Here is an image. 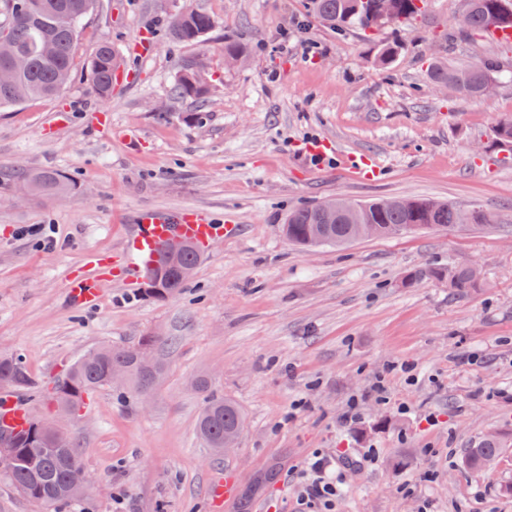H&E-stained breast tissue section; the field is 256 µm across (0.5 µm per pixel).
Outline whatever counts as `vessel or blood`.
I'll list each match as a JSON object with an SVG mask.
<instances>
[{
	"label": "vessel or blood",
	"mask_w": 512,
	"mask_h": 512,
	"mask_svg": "<svg viewBox=\"0 0 512 512\" xmlns=\"http://www.w3.org/2000/svg\"><path fill=\"white\" fill-rule=\"evenodd\" d=\"M138 231L129 238L120 254L125 271V283L136 281L154 262L160 241L179 236L189 241L206 244L224 237L227 225L214 214L195 208L179 209L167 214L153 211L139 213ZM70 303L78 309L95 306L103 288L98 274H70L66 283ZM29 419L28 412L11 397L0 398V421L15 428H22Z\"/></svg>",
	"instance_id": "1"
}]
</instances>
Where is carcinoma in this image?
I'll use <instances>...</instances> for the list:
<instances>
[{
    "label": "carcinoma",
    "mask_w": 512,
    "mask_h": 512,
    "mask_svg": "<svg viewBox=\"0 0 512 512\" xmlns=\"http://www.w3.org/2000/svg\"><path fill=\"white\" fill-rule=\"evenodd\" d=\"M395 14L385 22L380 19V0H304V9L330 30L338 34L353 31H371L381 25L404 24L422 13L426 0H394ZM93 7V0H0V39H8L15 50L27 57L26 69L11 83H0V108L19 105L32 99H50L72 79L74 51L78 38L77 25ZM214 21L203 12L188 17L179 14L168 16L165 25L167 37L176 43L193 44L202 40L213 28ZM512 28V0H464V10L459 19L460 31L467 35L483 34L492 28ZM52 46L46 53L45 44ZM401 49L400 43L390 42L379 49L376 62L388 67L393 64ZM118 59L108 43L98 45L89 60L90 76L100 98L112 96V71ZM499 66L486 62L467 65H450L436 61L429 71L435 82L463 81L460 93L465 97H483L484 83L498 73ZM174 94L182 100H200L205 87L195 75L185 71L174 83ZM492 146L512 149V120L496 125ZM24 185L32 196H55L71 190V181L56 170L34 169L24 175ZM356 219L362 224H377L382 236L390 237L423 227L437 226L453 230L460 227L458 206L449 202L430 199H409L406 208L383 207L379 201L353 203ZM322 204L304 207L288 214L283 234L288 242L310 247L308 228L311 224L325 225L324 243H345L353 240L352 225L343 217L332 222L325 220ZM425 278L448 283L455 292L467 293L485 287L481 273L473 266H448L416 269L404 278V286L412 288ZM176 270L156 266L148 277L143 295L155 301H164L185 288ZM123 367L130 373V387L135 392L153 388L166 366L157 360L151 365L141 364L135 351L100 346L78 359L64 379L53 391L58 410L72 412L83 397L106 387L108 374ZM0 386L29 389L33 381L24 362L17 356L0 355ZM34 421L16 431L9 427L0 429L14 438L19 462L8 478L42 512H83L82 496L70 490L69 472L82 465L79 450L71 440L54 442L31 438ZM244 424L239 406L229 399L211 397L204 405L197 424V432L204 445L214 454L223 447L224 436L238 432ZM503 448L499 439L489 437L476 448L468 451L466 463L475 469H490L499 461Z\"/></svg>",
    "instance_id": "cac0c4a2"
}]
</instances>
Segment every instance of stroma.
<instances>
[{
  "label": "stroma",
  "mask_w": 512,
  "mask_h": 512,
  "mask_svg": "<svg viewBox=\"0 0 512 512\" xmlns=\"http://www.w3.org/2000/svg\"><path fill=\"white\" fill-rule=\"evenodd\" d=\"M186 7L214 21L192 45L163 32ZM460 14L461 0H428L403 28L339 36L303 0H96L59 97L0 109V354L38 384L21 393L31 418L74 439L91 476L85 512H296L297 476L317 456L339 483L336 512H512V152L490 146L512 117V40L459 38ZM394 40L396 60L378 66ZM238 41L249 57L231 67L224 45ZM103 42L131 72L108 99L87 70ZM436 57L492 59L502 73L487 97L447 96L429 78ZM189 64L204 102L171 95ZM354 155L379 175L357 176ZM33 168L64 173L72 193L30 197L20 173ZM380 196L497 221L309 250L282 235L289 211ZM181 208L238 227L204 250L181 294L145 300L118 280L96 309L68 304V275L111 265L142 210ZM30 224L52 225L54 246L22 236ZM448 264L478 266L485 288L402 284ZM158 333L151 353L166 373L149 396L104 388L78 415L58 411L52 388L88 350ZM406 362L417 382L396 372ZM381 374L388 403L344 422ZM214 394L245 416L221 458L196 430ZM491 435L501 459L469 468L468 450ZM228 476L230 504L212 493Z\"/></svg>",
  "instance_id": "35a3bbf8"
}]
</instances>
